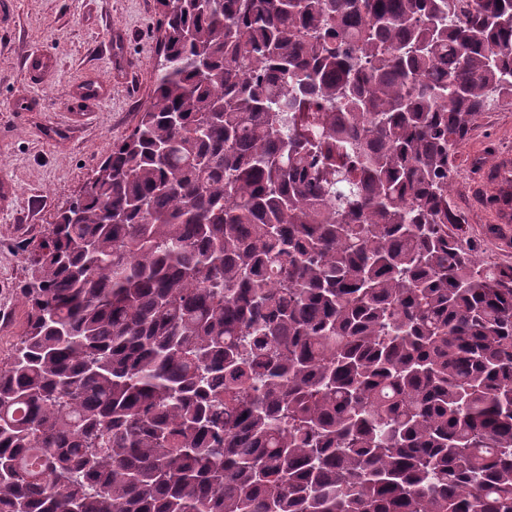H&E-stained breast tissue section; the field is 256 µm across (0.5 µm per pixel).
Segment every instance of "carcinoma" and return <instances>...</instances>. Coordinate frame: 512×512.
I'll use <instances>...</instances> for the list:
<instances>
[{
    "label": "carcinoma",
    "mask_w": 512,
    "mask_h": 512,
    "mask_svg": "<svg viewBox=\"0 0 512 512\" xmlns=\"http://www.w3.org/2000/svg\"><path fill=\"white\" fill-rule=\"evenodd\" d=\"M214 3L32 248L0 512H512V266L448 232L512 0Z\"/></svg>",
    "instance_id": "obj_1"
}]
</instances>
